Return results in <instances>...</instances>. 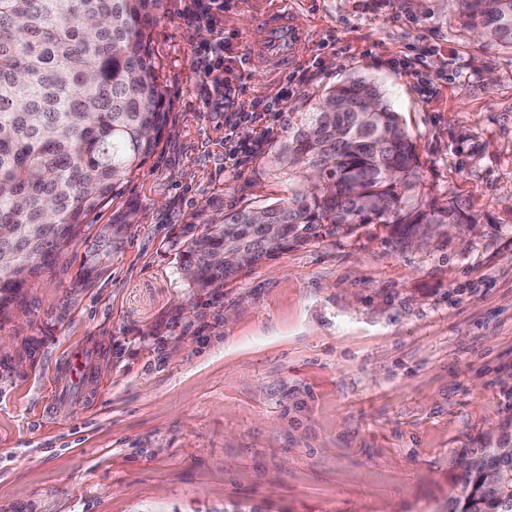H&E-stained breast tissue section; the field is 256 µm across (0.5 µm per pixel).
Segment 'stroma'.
Listing matches in <instances>:
<instances>
[{"instance_id": "stroma-1", "label": "stroma", "mask_w": 512, "mask_h": 512, "mask_svg": "<svg viewBox=\"0 0 512 512\" xmlns=\"http://www.w3.org/2000/svg\"><path fill=\"white\" fill-rule=\"evenodd\" d=\"M293 2L312 46L273 75L241 40L267 0H224L212 27L165 0L150 48L170 134L0 315V512H444L464 452L512 437V48L457 0ZM218 30L210 78L193 61ZM351 76L399 113L421 199L476 223L423 244L368 224L190 288L185 225L287 201L282 147ZM256 99L282 100L274 131L238 121ZM129 207L120 253L79 282Z\"/></svg>"}]
</instances>
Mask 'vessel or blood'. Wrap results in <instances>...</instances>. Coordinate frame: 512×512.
I'll return each instance as SVG.
<instances>
[{"instance_id":"obj_1","label":"vessel or blood","mask_w":512,"mask_h":512,"mask_svg":"<svg viewBox=\"0 0 512 512\" xmlns=\"http://www.w3.org/2000/svg\"><path fill=\"white\" fill-rule=\"evenodd\" d=\"M243 39L246 46H259L272 69L283 71L300 58L308 43V34L294 23L288 0H272Z\"/></svg>"}]
</instances>
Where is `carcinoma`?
<instances>
[{
  "instance_id": "cac0c4a2",
  "label": "carcinoma",
  "mask_w": 512,
  "mask_h": 512,
  "mask_svg": "<svg viewBox=\"0 0 512 512\" xmlns=\"http://www.w3.org/2000/svg\"><path fill=\"white\" fill-rule=\"evenodd\" d=\"M467 29L512 46V0H462ZM164 0H0V312H6L105 208L117 181L143 166L169 125L167 92L150 50ZM288 164L314 176L283 204L263 208L274 238L243 207L197 228L177 253L199 289L241 271L224 238L252 263L323 235L390 224L424 239L443 224H473L455 206L419 200L415 144L379 87L350 77L329 87L284 146ZM112 215L80 270L104 271L134 219ZM446 512H512V459L478 448Z\"/></svg>"
}]
</instances>
